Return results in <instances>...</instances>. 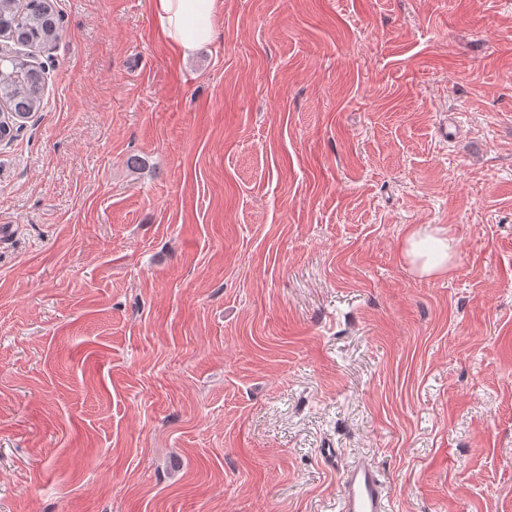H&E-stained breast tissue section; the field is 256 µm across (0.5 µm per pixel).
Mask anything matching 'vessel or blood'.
Returning a JSON list of instances; mask_svg holds the SVG:
<instances>
[{
    "label": "vessel or blood",
    "mask_w": 512,
    "mask_h": 512,
    "mask_svg": "<svg viewBox=\"0 0 512 512\" xmlns=\"http://www.w3.org/2000/svg\"><path fill=\"white\" fill-rule=\"evenodd\" d=\"M338 503L339 512H388L382 477L366 458H355L344 466Z\"/></svg>",
    "instance_id": "b4317fda"
}]
</instances>
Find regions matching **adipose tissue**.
<instances>
[{"label":"adipose tissue","instance_id":"obj_1","mask_svg":"<svg viewBox=\"0 0 512 512\" xmlns=\"http://www.w3.org/2000/svg\"><path fill=\"white\" fill-rule=\"evenodd\" d=\"M151 9L179 57H189L212 41L215 0H151ZM404 256L419 275L439 277L455 264V244L444 228L417 226L405 239Z\"/></svg>","mask_w":512,"mask_h":512}]
</instances>
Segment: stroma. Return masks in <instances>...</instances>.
<instances>
[{
  "mask_svg": "<svg viewBox=\"0 0 512 512\" xmlns=\"http://www.w3.org/2000/svg\"><path fill=\"white\" fill-rule=\"evenodd\" d=\"M58 9L0 145V512H336L359 454L391 512H512V0H217L184 60L150 0ZM403 249L406 260L420 276L445 275L455 264L454 241L441 227L412 228Z\"/></svg>",
  "mask_w": 512,
  "mask_h": 512,
  "instance_id": "35a3bbf8",
  "label": "stroma"
}]
</instances>
